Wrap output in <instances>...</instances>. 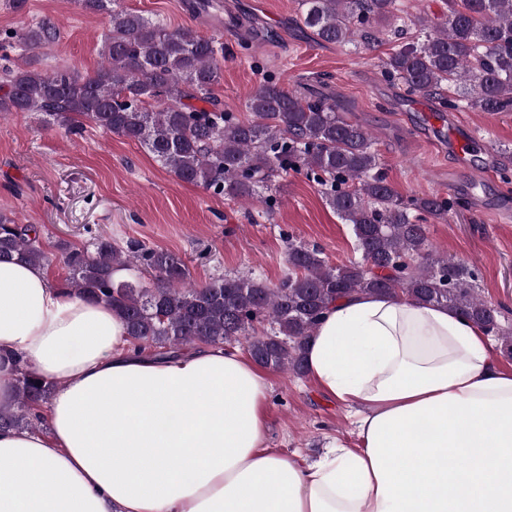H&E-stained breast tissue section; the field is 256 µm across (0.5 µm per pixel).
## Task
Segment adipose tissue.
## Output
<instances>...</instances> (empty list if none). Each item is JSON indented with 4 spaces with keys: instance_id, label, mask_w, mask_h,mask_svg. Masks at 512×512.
<instances>
[{
    "instance_id": "obj_1",
    "label": "adipose tissue",
    "mask_w": 512,
    "mask_h": 512,
    "mask_svg": "<svg viewBox=\"0 0 512 512\" xmlns=\"http://www.w3.org/2000/svg\"><path fill=\"white\" fill-rule=\"evenodd\" d=\"M306 358L358 408L359 449L314 464L264 449L269 383L239 350L139 354L110 306L1 262L0 406L21 365L57 389L49 434L0 430V512H512V371L479 326L355 294Z\"/></svg>"
}]
</instances>
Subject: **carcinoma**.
I'll return each instance as SVG.
<instances>
[{"label":"carcinoma","mask_w":512,"mask_h":512,"mask_svg":"<svg viewBox=\"0 0 512 512\" xmlns=\"http://www.w3.org/2000/svg\"><path fill=\"white\" fill-rule=\"evenodd\" d=\"M84 12H106L110 34L91 75L48 72L37 52L57 38L47 21L13 33L28 57L0 82V113L33 112L69 132L84 122L139 143L179 180L216 195L270 209L275 173L305 171L330 207L351 225L357 262L333 265L321 248L288 241V273L277 284L249 274L191 281L177 254L99 236L86 248L58 245L68 271L60 287L103 302L121 317L134 349L161 359L186 345L239 343L257 364L307 374L306 345L321 314L352 294L406 296L446 306L501 338L512 357V330L502 311L478 293V272L434 250L425 219L444 221L452 196L405 197L381 172L370 133L348 121L332 95L307 98L267 80L246 98L252 118L212 96L221 78L224 44L191 27L168 29L123 8L119 0H77ZM303 23L321 41L375 47L382 27L398 44L385 74L410 94L460 108L512 112V0H448L443 24L396 16V0H302ZM196 18L219 19L215 0H188ZM195 99L209 100L197 107ZM45 265L41 229L0 212V261ZM126 272L117 278L115 273ZM17 399L0 408V429L45 422L52 385L27 368L14 378Z\"/></svg>","instance_id":"obj_1"}]
</instances>
